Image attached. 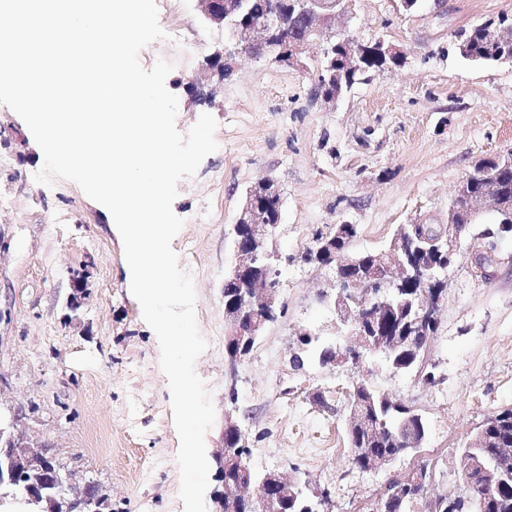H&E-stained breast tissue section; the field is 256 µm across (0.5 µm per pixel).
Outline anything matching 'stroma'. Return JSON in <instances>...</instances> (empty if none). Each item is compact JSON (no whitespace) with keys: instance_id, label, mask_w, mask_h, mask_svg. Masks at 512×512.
I'll return each mask as SVG.
<instances>
[{"instance_id":"35a3bbf8","label":"stroma","mask_w":512,"mask_h":512,"mask_svg":"<svg viewBox=\"0 0 512 512\" xmlns=\"http://www.w3.org/2000/svg\"><path fill=\"white\" fill-rule=\"evenodd\" d=\"M175 4L201 49L187 57L160 40L139 59L146 68L173 63L166 87L178 99V130L204 113L219 124L218 150L180 182L173 202L178 217L198 209L210 216L184 223L172 242L178 251L195 241L200 254L196 319L209 345L195 370L216 412L208 460L231 418L246 433L256 475L297 472L331 486L328 512H372L389 482L426 460L445 472L439 489L460 488L459 448L488 415L512 407V237L499 240L488 280L471 254L482 225L463 236L429 343L434 382L379 359L302 370L289 359L303 329L340 348L355 343L336 324L329 274L302 259L317 234L358 225L354 254L384 247L399 225L444 224L462 178L512 150V63L470 64L454 38L512 15V0H424L409 13L398 0H354L350 31L392 44L405 60L354 85L331 111L309 102L307 73L266 58L236 56L222 75L212 61L224 52L223 25L205 19L201 0ZM43 166L27 125L0 105V420L19 415L17 433L47 446L74 484H98L111 512H183L160 346L131 293L121 237L108 210L74 182L36 183ZM268 178L284 200L273 246L289 258L279 275L285 313L233 362L222 295L232 226L244 191ZM360 378L427 424L417 452L364 475L351 469L346 434L349 390Z\"/></svg>"}]
</instances>
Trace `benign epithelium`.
<instances>
[{"mask_svg":"<svg viewBox=\"0 0 512 512\" xmlns=\"http://www.w3.org/2000/svg\"><path fill=\"white\" fill-rule=\"evenodd\" d=\"M204 2L206 17L213 21L224 20L226 12L231 10L230 0ZM307 4L308 31L316 37L307 35L288 44L279 38L275 23L245 15L238 22L228 23L227 32L233 45L228 54L255 57L260 50L282 66L306 70L307 61L319 59L309 50L314 46L324 47L322 35L326 34L339 38L343 49L341 62L350 73L363 70L364 61L372 55L382 60L402 59L403 52L391 44L382 40L365 43L349 34L350 3L347 0H307ZM266 194L282 196L280 187L272 180L266 179L251 186V192L233 225L235 261L224 277L228 337L242 344L246 350L263 335L267 325L277 319V314L283 312L278 280L282 256L268 248V241L274 237L281 220H270L265 206L258 203L257 197ZM487 210L504 217V222L498 225L499 231L507 233L512 230L509 225L512 202L490 192H476L474 174L470 173L458 185L448 206L447 224L443 225L430 246L426 245V225L402 224L391 239L388 250L377 255V263L360 268L355 260L336 253V236L329 234L316 239L306 255V262L334 271L337 302L347 309L340 321L349 328L351 335L357 337L355 346L340 353L337 362L360 365L375 355L388 358L403 346L418 352L427 350L424 325L437 320L439 298L428 296L411 305L408 327L395 337L383 335L386 313L393 306L394 296L402 293L406 284L421 285L427 279L443 283L456 255L460 235ZM493 248L491 243L473 253L475 264L487 278L495 274L492 270L496 263ZM243 436V429L238 423L230 420L225 424V444L217 457L219 470H224L227 441L236 443L239 448ZM396 439L405 448L415 449L423 442V437L415 436L403 423L396 428ZM476 467L485 475H493L492 480L481 487L479 502L482 504L499 489L512 484V460L509 458H491L476 464ZM91 485V481L80 488L72 485L69 475L45 449L32 446L21 436L0 427V491L33 500L53 488L58 495L59 512H86L91 503L87 495ZM290 486L306 490V504L302 506L304 512H316L318 507L326 504L322 493L312 490L309 481L273 472L253 485L244 484L245 488L251 489V493L246 495L250 512H281L278 494L288 493Z\"/></svg>","mask_w":512,"mask_h":512,"instance_id":"benign-epithelium-1","label":"benign epithelium"}]
</instances>
